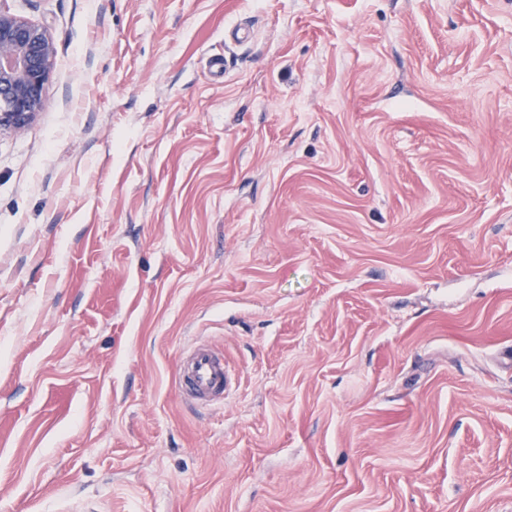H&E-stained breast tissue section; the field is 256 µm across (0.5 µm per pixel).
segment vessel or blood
<instances>
[{"instance_id": "1", "label": "vessel or blood", "mask_w": 512, "mask_h": 512, "mask_svg": "<svg viewBox=\"0 0 512 512\" xmlns=\"http://www.w3.org/2000/svg\"><path fill=\"white\" fill-rule=\"evenodd\" d=\"M174 383L178 392L198 407L223 403L231 387L223 349L202 340L194 342L179 359Z\"/></svg>"}]
</instances>
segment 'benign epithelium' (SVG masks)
Here are the masks:
<instances>
[{"label": "benign epithelium", "instance_id": "benign-epithelium-1", "mask_svg": "<svg viewBox=\"0 0 512 512\" xmlns=\"http://www.w3.org/2000/svg\"><path fill=\"white\" fill-rule=\"evenodd\" d=\"M55 56L44 27L0 9V132L25 130L45 108Z\"/></svg>", "mask_w": 512, "mask_h": 512}]
</instances>
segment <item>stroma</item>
<instances>
[{
	"label": "stroma",
	"mask_w": 512,
	"mask_h": 512,
	"mask_svg": "<svg viewBox=\"0 0 512 512\" xmlns=\"http://www.w3.org/2000/svg\"><path fill=\"white\" fill-rule=\"evenodd\" d=\"M0 7V512H512V0ZM55 56L44 27L0 7V133L25 130L45 108ZM178 392L201 408L224 403L231 375L224 350L207 341H196L179 359L174 379Z\"/></svg>",
	"instance_id": "35a3bbf8"
}]
</instances>
